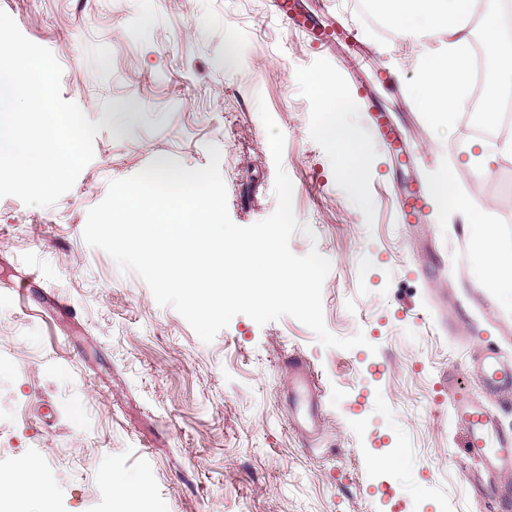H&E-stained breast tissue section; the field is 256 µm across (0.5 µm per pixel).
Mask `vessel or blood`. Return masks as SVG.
Here are the masks:
<instances>
[{"instance_id":"1","label":"vessel or blood","mask_w":512,"mask_h":512,"mask_svg":"<svg viewBox=\"0 0 512 512\" xmlns=\"http://www.w3.org/2000/svg\"><path fill=\"white\" fill-rule=\"evenodd\" d=\"M274 13L288 26L311 34L317 48L348 43L355 37L352 29L319 25L299 0H274ZM372 117L376 134L390 146L393 156H404V147L386 112L374 109ZM400 214L402 223L407 225L429 223L432 206L427 191L419 188L402 198ZM286 365L292 423L306 437L316 438L325 411L314 371L297 353L288 356ZM471 369L480 381V391H472L458 374L448 376V409L467 434V457L477 464L476 469L466 470L465 477L478 496L485 499L488 512H512V486L503 482L505 476L512 474V434L498 428L492 409L493 403L512 399V362L487 348L473 360Z\"/></svg>"}]
</instances>
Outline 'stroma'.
<instances>
[{"label":"stroma","mask_w":512,"mask_h":512,"mask_svg":"<svg viewBox=\"0 0 512 512\" xmlns=\"http://www.w3.org/2000/svg\"><path fill=\"white\" fill-rule=\"evenodd\" d=\"M22 33L62 68L61 95L102 122L94 156L50 207L0 198V478L39 481L21 512H116L112 482L144 486L152 512H485L461 469L466 434L439 398L450 368L465 372L483 346L512 358V311L474 272L477 245L462 214L409 230L396 193L431 187L441 168L471 193L496 244L512 250V156L485 171L470 154L494 151L461 118L417 109L428 49L398 35L381 0H329L357 41L315 49L276 20L271 0H0ZM392 69L393 90L375 81ZM334 73L354 98L372 158L358 186L339 174L320 132L322 105L306 78ZM389 110L413 151L399 169L376 137L359 87ZM285 136L293 209L332 268L327 330L363 333L351 350L324 347L292 317L257 325L235 316L204 343L134 271L83 238L88 210L111 181L157 159L188 168L221 150L232 221L276 209L275 165L258 101ZM445 266L429 278L417 259ZM27 279L28 298L12 285ZM300 351L327 404L322 434L290 425L288 370ZM399 458L377 468V458Z\"/></svg>","instance_id":"35a3bbf8"}]
</instances>
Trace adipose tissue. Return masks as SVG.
Returning <instances> with one entry per match:
<instances>
[{
  "mask_svg": "<svg viewBox=\"0 0 512 512\" xmlns=\"http://www.w3.org/2000/svg\"><path fill=\"white\" fill-rule=\"evenodd\" d=\"M391 19L402 35L413 37L447 34L445 53L428 54L416 96L419 111L449 118L463 104L468 91L471 69V35L465 20L472 0H389ZM486 55L498 76L495 88L484 100L487 120H495L501 99L512 90V44L508 43L501 15V0H486ZM310 94L324 106L322 133L337 152L343 179L357 183L368 166L369 158L361 146L358 127L337 111L338 102L346 101L344 87L330 73L316 72L307 78ZM441 205L469 214L471 233L478 244L473 256L480 279L494 288L500 304L512 308V250L499 249L489 224L472 217L465 192L448 172H441L432 186Z\"/></svg>",
  "mask_w": 512,
  "mask_h": 512,
  "instance_id": "obj_1",
  "label": "adipose tissue"
}]
</instances>
